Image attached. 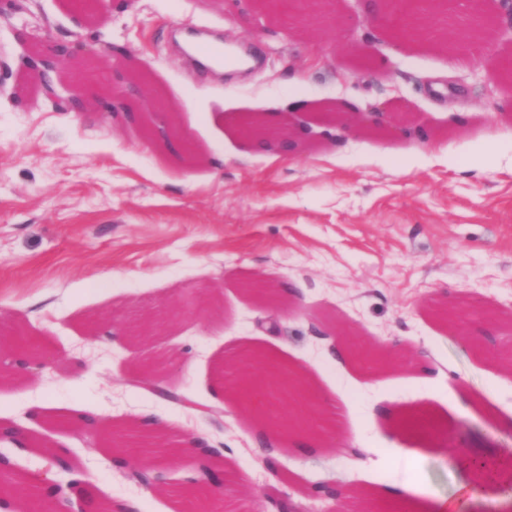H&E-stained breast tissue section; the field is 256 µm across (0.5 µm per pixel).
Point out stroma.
I'll return each mask as SVG.
<instances>
[{
    "label": "stroma",
    "instance_id": "35a3bbf8",
    "mask_svg": "<svg viewBox=\"0 0 512 512\" xmlns=\"http://www.w3.org/2000/svg\"><path fill=\"white\" fill-rule=\"evenodd\" d=\"M29 8L0 14V332L26 328L56 360L28 383H0V422L26 431L0 441L15 472L42 466L39 436L67 448L104 498L171 512L198 475L195 454L162 464L160 487L142 486L94 432L52 426L84 408L117 423L164 416L169 439L221 449L215 512H321L314 491L326 484L376 486L386 504L412 486L464 497L467 512L511 506L512 484L482 483L458 460L512 458V371L498 359L512 345V162L485 167L482 147L489 129L512 135V79L499 67L512 58V0H488L490 40L444 48L394 38L361 0H337L339 30L247 19L234 0H112L89 18L70 0ZM190 27L245 43L254 67H200L178 45ZM39 41L124 48L160 94L148 109L175 113L177 141L152 144L102 104L56 110L23 66ZM334 101L389 104L390 133L353 128L287 155L255 151L241 133L250 113ZM417 128L447 155L413 160ZM261 282L279 289L277 304L255 301L248 287ZM148 315L165 318L159 336L124 334ZM340 332L392 363L354 365ZM248 349L305 372L319 397L306 431L323 444L299 450L296 431L244 409L232 380ZM150 358L188 405L130 385ZM333 404L345 413L338 431ZM266 439L280 448L273 469Z\"/></svg>",
    "mask_w": 512,
    "mask_h": 512
}]
</instances>
